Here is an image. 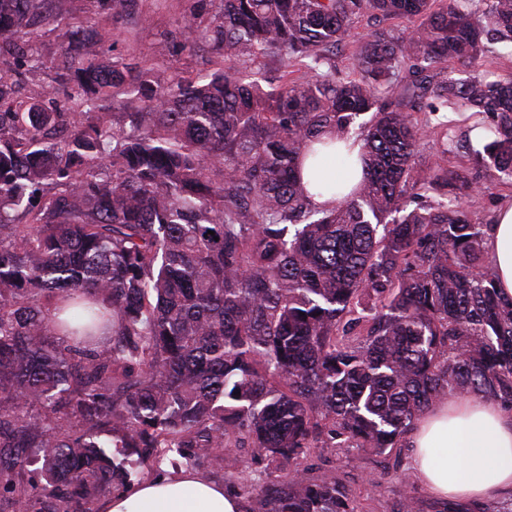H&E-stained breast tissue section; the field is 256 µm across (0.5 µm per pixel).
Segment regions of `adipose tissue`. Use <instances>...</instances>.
<instances>
[{
  "label": "adipose tissue",
  "mask_w": 512,
  "mask_h": 512,
  "mask_svg": "<svg viewBox=\"0 0 512 512\" xmlns=\"http://www.w3.org/2000/svg\"><path fill=\"white\" fill-rule=\"evenodd\" d=\"M503 300L512 301V202L485 240ZM410 475L435 497L488 502L512 495V411L487 397H439L406 437ZM98 512H245L222 486L187 474L159 477L97 506Z\"/></svg>",
  "instance_id": "ef3b65f1"
}]
</instances>
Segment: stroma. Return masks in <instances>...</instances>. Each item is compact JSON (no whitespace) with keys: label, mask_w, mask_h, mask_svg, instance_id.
<instances>
[{"label":"stroma","mask_w":512,"mask_h":512,"mask_svg":"<svg viewBox=\"0 0 512 512\" xmlns=\"http://www.w3.org/2000/svg\"><path fill=\"white\" fill-rule=\"evenodd\" d=\"M190 0H167L164 7H157L156 0H139L140 12L113 24L112 34L106 42L115 55L135 63L154 68L158 76H168L170 69L197 72L207 67L202 54L189 51L178 55L161 53L159 40L162 33L175 28L176 23L188 10ZM449 80L466 79L472 72L488 74L496 78L512 79V47L500 44L492 46L478 70H471L458 61L442 65ZM440 121L446 125L447 139L440 142L430 138L420 142L416 163L419 169L439 165L459 174H474L476 150L482 146L470 132V124L458 111L440 113ZM482 193L466 201V208L477 223L488 225L493 221L496 209L504 202L512 201V179L498 173L481 177ZM239 459L236 468L220 472H204V479L221 484L225 493L245 496L246 482H260L270 470L265 458L258 456L252 446L235 451ZM409 466L406 449L400 448L390 456L377 457L355 448L314 449L302 461L306 480L316 484L325 479L336 480L353 502L357 512H402L405 499H413L419 512H443L444 502L429 496L415 480L402 476Z\"/></svg>","instance_id":"obj_1"}]
</instances>
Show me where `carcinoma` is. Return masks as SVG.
Listing matches in <instances>:
<instances>
[{
    "label": "carcinoma",
    "mask_w": 512,
    "mask_h": 512,
    "mask_svg": "<svg viewBox=\"0 0 512 512\" xmlns=\"http://www.w3.org/2000/svg\"><path fill=\"white\" fill-rule=\"evenodd\" d=\"M71 3L0 0V512H95L149 462L219 472L246 440L288 468L248 512H354L305 481L311 449L400 448L445 392L512 405V304L461 203L479 182L415 162L443 126L417 114L462 109L512 176V82L437 68L512 45V0H191L161 51L213 69L160 79L72 26L26 100ZM366 14L404 26L338 78ZM351 137L364 177L313 205L305 161L324 178Z\"/></svg>",
    "instance_id": "1"
}]
</instances>
